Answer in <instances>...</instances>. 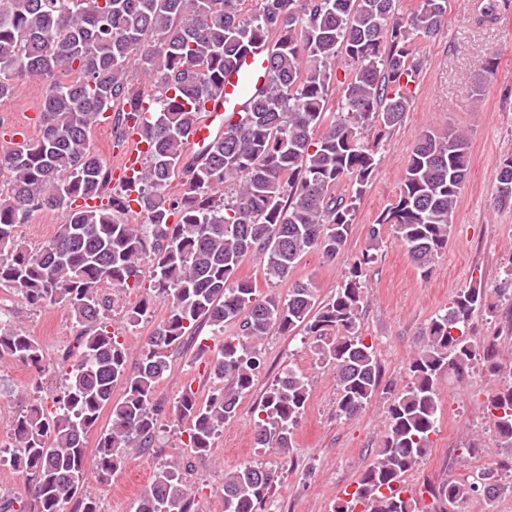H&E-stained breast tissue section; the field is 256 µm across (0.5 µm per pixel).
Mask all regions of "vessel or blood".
Instances as JSON below:
<instances>
[{
  "mask_svg": "<svg viewBox=\"0 0 512 512\" xmlns=\"http://www.w3.org/2000/svg\"><path fill=\"white\" fill-rule=\"evenodd\" d=\"M267 52V45H255L241 58L238 69L225 75L224 90L218 98L209 102L207 116L197 126L193 135V145H203L212 137L216 122L225 120L231 113L240 111L246 104L249 94L258 93L265 88ZM145 151L146 145L141 142L139 135H130L120 162L126 179H133L135 174L141 171Z\"/></svg>",
  "mask_w": 512,
  "mask_h": 512,
  "instance_id": "vessel-or-blood-1",
  "label": "vessel or blood"
}]
</instances>
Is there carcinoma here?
<instances>
[{"label": "carcinoma", "mask_w": 512, "mask_h": 512, "mask_svg": "<svg viewBox=\"0 0 512 512\" xmlns=\"http://www.w3.org/2000/svg\"><path fill=\"white\" fill-rule=\"evenodd\" d=\"M244 0H0V101L17 94L25 79L45 83L38 136L0 154L9 189L0 195V289L34 308L60 305L82 327L78 353L65 374L55 412L38 399L22 405L10 441L14 469L32 481L0 509L98 512L90 483L106 485L131 454L152 447L165 406L155 389L170 369L173 350L206 325L237 335L210 364L217 389L203 402L187 389L171 409L188 422V448L203 457L214 436L232 422L239 400L261 366L254 342L276 330L298 328L311 352L334 371L335 412L360 413L381 388L372 346L359 333L368 297L363 268L383 247L390 224L426 278L448 245L458 197L468 174L469 137L459 130L419 133L402 174L396 203L368 231L367 244L327 302H317L313 283L297 282L281 298L258 295L235 278L242 261L257 257L268 283L288 278L301 256L318 249L328 259L344 247L366 187L379 164L377 145L401 125L410 108L408 85L420 69L410 57L417 38L437 35L448 0H419L407 16L396 0H261L242 13ZM272 44L268 84L250 99L224 133L188 155L190 138L208 102L220 96L224 75L237 69L253 45ZM351 70L336 80V57ZM339 90L338 112L326 101ZM112 122L118 138L136 132L150 146L137 180L110 186L107 165L91 142L93 128ZM376 130L371 143L364 132ZM349 195L336 194L343 179ZM179 180L172 199L166 188ZM496 203L512 205V158L501 163ZM135 202L132 209L129 202ZM44 211L61 224L50 244L34 249L17 229ZM141 222L128 221L130 213ZM152 257L149 288L128 311L130 322L163 300L168 315L142 348L135 371L127 346L109 331V282L128 293L143 287V258ZM496 314L486 289L457 293L433 318L407 364L410 381L390 396L387 431L375 460L336 512H419L414 497L394 490L428 455L440 403L437 382L448 370L463 379L482 361L504 377L488 398L497 447L498 480L448 481L427 492L458 504L477 492L486 500L512 493V363L494 342L465 335L474 312ZM0 362L45 371L38 342L0 324ZM121 398L112 400L116 388ZM307 377L282 371L258 405L256 444L286 454L309 396ZM110 407L92 468L84 439ZM279 475L247 461L224 475V512H257ZM136 512H192L191 493L178 465L157 468Z\"/></svg>", "instance_id": "obj_1"}]
</instances>
